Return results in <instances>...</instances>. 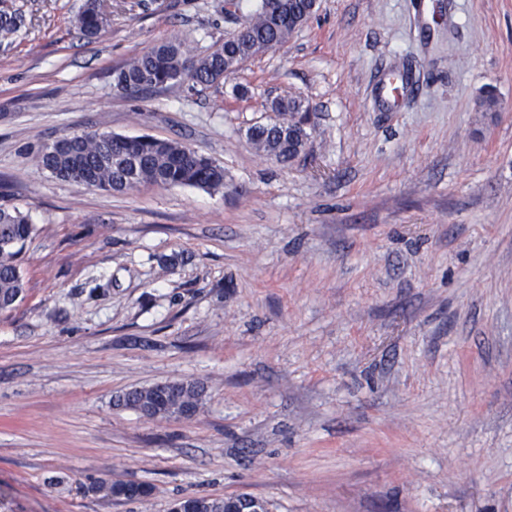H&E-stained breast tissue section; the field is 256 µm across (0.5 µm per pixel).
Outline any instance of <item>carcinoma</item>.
Returning <instances> with one entry per match:
<instances>
[{
    "label": "carcinoma",
    "instance_id": "1",
    "mask_svg": "<svg viewBox=\"0 0 512 512\" xmlns=\"http://www.w3.org/2000/svg\"><path fill=\"white\" fill-rule=\"evenodd\" d=\"M313 0H258L243 21V29L202 57H193L186 41L174 36L149 52L136 56L117 71L116 85L125 91H144L190 79L212 87L236 73L246 60L276 49L288 41L295 27L312 13ZM109 18L98 0H85L75 19L82 36L96 38ZM23 25L22 13L0 9V44L12 43ZM272 110L278 120L255 124L247 131L254 149L289 164L305 149L309 133L304 125L308 107L298 97L280 98ZM37 166L52 176L100 189L128 192L143 185L192 186L206 191L224 189V168L177 142L151 137L129 138L112 133L73 136L46 146L36 156ZM34 227L18 208H0V311L19 302L25 292L21 255ZM204 388L195 381H166L129 389L116 405L154 420H168L189 411L198 413ZM108 496L140 499L150 495L147 484L115 483L99 486ZM171 512H224V499L185 496L172 502Z\"/></svg>",
    "mask_w": 512,
    "mask_h": 512
}]
</instances>
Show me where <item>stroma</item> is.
<instances>
[{
	"instance_id": "stroma-1",
	"label": "stroma",
	"mask_w": 512,
	"mask_h": 512,
	"mask_svg": "<svg viewBox=\"0 0 512 512\" xmlns=\"http://www.w3.org/2000/svg\"><path fill=\"white\" fill-rule=\"evenodd\" d=\"M224 2L100 0L86 40L84 0H0L26 17L0 46V207L35 227L0 312V512H512V0H318L223 85L117 87L172 36L223 41ZM284 96L310 111L289 165L246 138ZM94 132L180 142L224 189L35 167ZM164 380L203 384L195 417L115 406ZM118 482L153 493L97 490ZM109 18L99 7L98 0H85L75 19V24L82 36L96 38L106 28ZM98 489L104 491L105 495L123 497L128 500L147 497L151 493L150 486L142 483H132L131 485L124 483L107 484L99 486ZM250 495L232 494L224 498L185 496L172 502L171 512H265L254 506ZM224 504L227 509L224 511Z\"/></svg>"
}]
</instances>
